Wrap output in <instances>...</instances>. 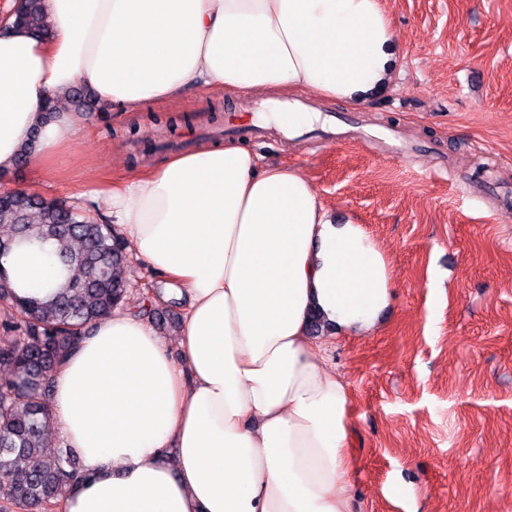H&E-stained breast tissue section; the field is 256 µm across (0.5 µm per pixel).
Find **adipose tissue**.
Instances as JSON below:
<instances>
[{
	"instance_id": "1",
	"label": "adipose tissue",
	"mask_w": 512,
	"mask_h": 512,
	"mask_svg": "<svg viewBox=\"0 0 512 512\" xmlns=\"http://www.w3.org/2000/svg\"><path fill=\"white\" fill-rule=\"evenodd\" d=\"M38 37L0 24V171L31 132L37 175L85 131L56 96L89 87L133 113L187 92L297 91L367 103L391 84L381 0H44ZM129 250L179 286L175 346L120 311L53 376L54 423L89 477L65 512H349L346 384L307 334L317 311L368 334L390 302L382 248L297 169L233 141L170 156L90 192ZM52 243L0 255L13 292L52 297Z\"/></svg>"
}]
</instances>
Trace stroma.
Returning <instances> with one entry per match:
<instances>
[{"mask_svg":"<svg viewBox=\"0 0 512 512\" xmlns=\"http://www.w3.org/2000/svg\"><path fill=\"white\" fill-rule=\"evenodd\" d=\"M395 32L392 86L363 105L303 93L312 125L256 133L238 113L263 95L190 92L134 117H90L63 178L0 174L79 205L204 143L234 141L298 168L363 224L394 288L375 330L331 339L347 384L355 512H512V0H382Z\"/></svg>","mask_w":512,"mask_h":512,"instance_id":"1","label":"stroma"}]
</instances>
